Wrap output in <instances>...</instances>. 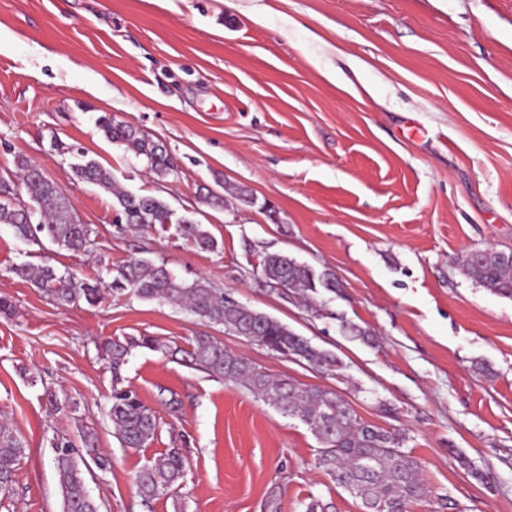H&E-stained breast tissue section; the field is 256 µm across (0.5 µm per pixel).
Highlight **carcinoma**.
Returning <instances> with one entry per match:
<instances>
[{"instance_id": "obj_1", "label": "carcinoma", "mask_w": 512, "mask_h": 512, "mask_svg": "<svg viewBox=\"0 0 512 512\" xmlns=\"http://www.w3.org/2000/svg\"><path fill=\"white\" fill-rule=\"evenodd\" d=\"M99 126L114 142H121L136 154L147 158L154 171L166 175L172 171L163 146L146 140L133 126L102 119ZM82 181L96 185L115 199L125 228L147 232L156 225L173 223L171 209L153 196L134 195L120 189L112 174L95 161L74 167ZM23 185L29 201L40 212L32 224L27 213L16 207V184ZM0 224L13 227L22 241L43 246L47 238L73 252L91 244L92 229L76 216L70 202L58 186L34 164L21 162L15 179H0ZM184 239L204 251L217 248V240L191 219L177 222ZM262 272L266 280L283 289L309 296L319 288L336 290V277L327 270L320 273L282 253L263 255ZM461 272L494 293L512 296V252L487 248L473 251L459 261ZM17 276L34 281L57 304L66 306L81 301L95 305L102 299L100 281H81L49 265L14 268ZM131 290L144 300L175 304L215 326H222L247 337L284 358L304 360L313 366L334 371L340 367L337 357L317 348L279 320L224 297V293L196 279L188 284L167 272L163 264L134 258L116 268L112 292ZM157 348L148 337L120 341L107 339L100 344L111 365L114 385L107 416L114 434L124 448L138 450L154 438L158 422L155 412L133 390L120 388V370L132 346ZM185 357L224 381L241 384L261 400L307 424L321 443L319 464L336 484L354 492L363 512H409L408 507L425 495L420 479V462L405 449L406 434L388 431L358 417L349 402L333 388L308 386L287 378L271 377L259 371L248 359L235 355L212 336L195 337ZM82 449L72 441L56 438L52 443L54 467L62 493V512H100L101 504L86 491L88 471L79 466L81 453L96 456L98 467L107 464L97 452V436L82 430ZM25 454L21 440L9 422L0 421V493L8 494L14 474ZM185 477V458L181 449L171 448L161 458L149 462L135 474L142 501L149 502L177 490Z\"/></svg>"}]
</instances>
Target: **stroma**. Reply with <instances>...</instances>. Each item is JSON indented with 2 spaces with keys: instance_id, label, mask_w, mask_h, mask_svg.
<instances>
[{
  "instance_id": "obj_1",
  "label": "stroma",
  "mask_w": 512,
  "mask_h": 512,
  "mask_svg": "<svg viewBox=\"0 0 512 512\" xmlns=\"http://www.w3.org/2000/svg\"><path fill=\"white\" fill-rule=\"evenodd\" d=\"M104 116L162 144L172 173L108 139ZM21 157L93 232L74 253L0 224V417L26 446L0 512H61L51 442L84 427L111 462L86 478L101 512H305L313 498L361 512L318 466L304 422L170 356L201 334L406 433L429 491L412 512H444L449 498L460 512H512V298L458 268L472 251H512V0H0V175ZM91 159L205 225L217 250L171 224L122 231L112 196L73 172ZM210 191L228 193L224 208ZM267 252L332 271L337 290L305 307L266 282ZM139 257L277 318L336 356L339 375L129 291L61 307L14 273L47 263L107 286ZM133 336L160 345L132 349L122 369L159 419L138 450L105 415L99 350ZM479 361L494 379L474 373ZM51 393L69 407L51 411ZM170 448L186 459L182 486L142 505L134 475ZM462 455L493 481L473 479Z\"/></svg>"
}]
</instances>
